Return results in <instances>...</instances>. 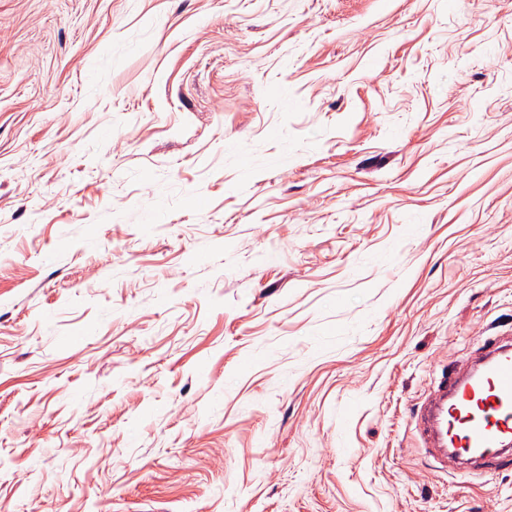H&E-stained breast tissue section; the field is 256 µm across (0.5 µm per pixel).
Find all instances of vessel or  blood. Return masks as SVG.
I'll return each instance as SVG.
<instances>
[{
    "mask_svg": "<svg viewBox=\"0 0 512 512\" xmlns=\"http://www.w3.org/2000/svg\"><path fill=\"white\" fill-rule=\"evenodd\" d=\"M426 454L438 463L472 455L486 465L512 455V340L481 347L476 366L437 379L415 416Z\"/></svg>",
    "mask_w": 512,
    "mask_h": 512,
    "instance_id": "1",
    "label": "vessel or blood"
}]
</instances>
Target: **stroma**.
<instances>
[{
  "instance_id": "stroma-1",
  "label": "stroma",
  "mask_w": 512,
  "mask_h": 512,
  "mask_svg": "<svg viewBox=\"0 0 512 512\" xmlns=\"http://www.w3.org/2000/svg\"><path fill=\"white\" fill-rule=\"evenodd\" d=\"M490 336L512 0H0V512H512ZM415 425L426 454L440 464L467 454L483 465L512 456L511 337L485 342L469 370L437 379Z\"/></svg>"
}]
</instances>
